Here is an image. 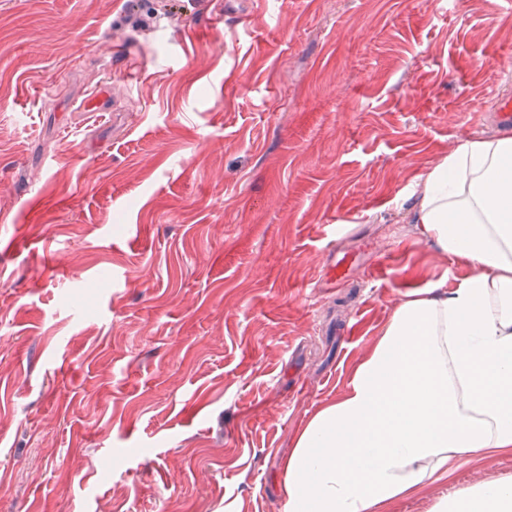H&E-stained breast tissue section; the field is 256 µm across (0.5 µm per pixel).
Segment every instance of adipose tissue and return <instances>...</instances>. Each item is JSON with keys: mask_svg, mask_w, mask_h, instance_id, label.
I'll list each match as a JSON object with an SVG mask.
<instances>
[{"mask_svg": "<svg viewBox=\"0 0 512 512\" xmlns=\"http://www.w3.org/2000/svg\"><path fill=\"white\" fill-rule=\"evenodd\" d=\"M420 240L470 267L400 301L347 389L300 430L284 512H375L457 461L512 448V135L468 138L425 175ZM431 512H512V478Z\"/></svg>", "mask_w": 512, "mask_h": 512, "instance_id": "1", "label": "adipose tissue"}]
</instances>
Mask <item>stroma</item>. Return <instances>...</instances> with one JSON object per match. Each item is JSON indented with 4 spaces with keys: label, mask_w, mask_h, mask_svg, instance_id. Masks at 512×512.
I'll return each mask as SVG.
<instances>
[{
    "label": "stroma",
    "mask_w": 512,
    "mask_h": 512,
    "mask_svg": "<svg viewBox=\"0 0 512 512\" xmlns=\"http://www.w3.org/2000/svg\"><path fill=\"white\" fill-rule=\"evenodd\" d=\"M235 8L0 0V512H283L394 306L469 273L414 189L493 134L512 0ZM106 80L115 111H79ZM336 243L365 266L329 295ZM501 477L512 449L378 512Z\"/></svg>",
    "instance_id": "obj_1"
}]
</instances>
